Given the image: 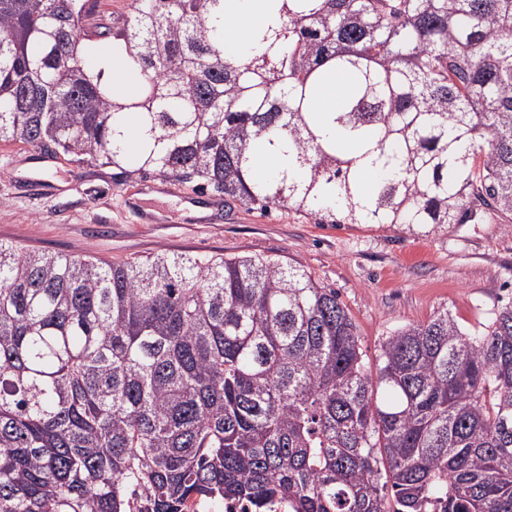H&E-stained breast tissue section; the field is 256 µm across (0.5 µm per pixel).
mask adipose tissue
I'll list each match as a JSON object with an SVG mask.
<instances>
[{
    "label": "adipose tissue",
    "mask_w": 512,
    "mask_h": 512,
    "mask_svg": "<svg viewBox=\"0 0 512 512\" xmlns=\"http://www.w3.org/2000/svg\"><path fill=\"white\" fill-rule=\"evenodd\" d=\"M223 14L225 46L249 58L266 50L259 41L260 33L279 25L270 0H224Z\"/></svg>",
    "instance_id": "adipose-tissue-1"
}]
</instances>
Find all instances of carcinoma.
Here are the masks:
<instances>
[{
	"instance_id": "1",
	"label": "carcinoma",
	"mask_w": 512,
	"mask_h": 512,
	"mask_svg": "<svg viewBox=\"0 0 512 512\" xmlns=\"http://www.w3.org/2000/svg\"><path fill=\"white\" fill-rule=\"evenodd\" d=\"M219 4L132 0L97 32L89 0H0V141L318 224L512 219V0H288L254 58L226 53ZM97 36L125 81L81 51ZM334 70L351 92L319 112ZM267 154L279 170L254 177ZM195 498L512 512V302L469 328L442 306L372 362L299 264L0 242V512ZM104 72V77H111L113 82L123 81L127 77L126 54L120 50H113L111 55L98 60L97 70Z\"/></svg>"
}]
</instances>
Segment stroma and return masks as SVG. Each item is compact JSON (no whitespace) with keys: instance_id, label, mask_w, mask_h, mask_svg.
I'll return each instance as SVG.
<instances>
[{"instance_id":"obj_1","label":"stroma","mask_w":512,"mask_h":512,"mask_svg":"<svg viewBox=\"0 0 512 512\" xmlns=\"http://www.w3.org/2000/svg\"><path fill=\"white\" fill-rule=\"evenodd\" d=\"M211 199L168 180L120 178L109 166L0 143L1 242L111 262L165 250L297 263L336 290L372 357L382 338L439 307L474 326L512 300V223L498 214L420 235L239 205L211 209V223H198L190 205Z\"/></svg>"}]
</instances>
